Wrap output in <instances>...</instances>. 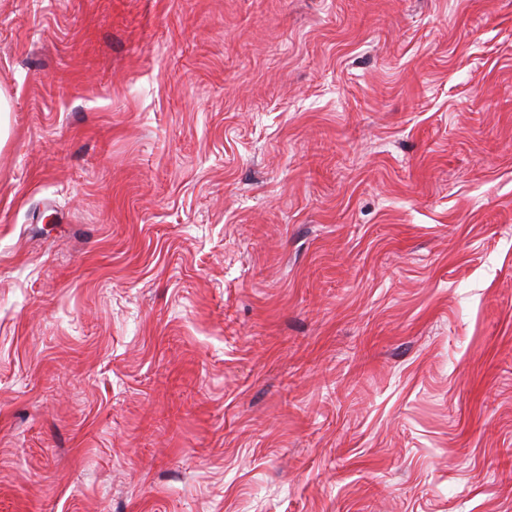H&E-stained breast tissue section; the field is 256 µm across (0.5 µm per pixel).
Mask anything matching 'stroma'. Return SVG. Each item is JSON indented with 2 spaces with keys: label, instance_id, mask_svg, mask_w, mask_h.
I'll list each match as a JSON object with an SVG mask.
<instances>
[{
  "label": "stroma",
  "instance_id": "obj_1",
  "mask_svg": "<svg viewBox=\"0 0 512 512\" xmlns=\"http://www.w3.org/2000/svg\"><path fill=\"white\" fill-rule=\"evenodd\" d=\"M0 512H512V0H0Z\"/></svg>",
  "mask_w": 512,
  "mask_h": 512
}]
</instances>
